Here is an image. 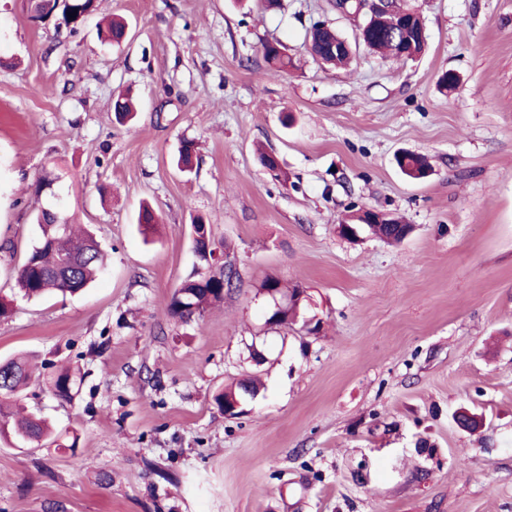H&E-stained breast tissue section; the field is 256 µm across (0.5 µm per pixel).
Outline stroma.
<instances>
[{"instance_id": "obj_1", "label": "stroma", "mask_w": 512, "mask_h": 512, "mask_svg": "<svg viewBox=\"0 0 512 512\" xmlns=\"http://www.w3.org/2000/svg\"><path fill=\"white\" fill-rule=\"evenodd\" d=\"M412 2L427 46L392 62L333 0H100L76 26L0 0V361L35 356L19 399L54 427L0 437V512H512V0ZM106 13L124 44L99 40ZM318 22L351 40L350 67L311 54ZM268 41L288 71L270 74ZM402 152L430 175H405ZM55 195L108 261L77 294L29 300L31 213ZM144 202L162 219L147 237ZM362 208L413 231L341 238ZM195 215L240 282L184 322L168 304L198 264ZM268 277L305 287L319 334L267 325ZM65 366L82 375L69 402L48 389ZM255 375L225 417L215 395Z\"/></svg>"}]
</instances>
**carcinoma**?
<instances>
[{"label":"carcinoma","instance_id":"obj_1","mask_svg":"<svg viewBox=\"0 0 512 512\" xmlns=\"http://www.w3.org/2000/svg\"><path fill=\"white\" fill-rule=\"evenodd\" d=\"M423 31L425 26L420 14L407 6L404 0H393L390 14L370 24L365 32V40L369 49L381 52L393 60H405L424 51L426 40ZM126 36L127 25L122 20L113 19L107 23L106 28L100 30L103 40L117 45L125 41ZM341 38L343 35L336 29L317 23L310 30L311 51L326 64H345L351 58V51L344 50L336 54L328 51ZM263 57L276 72L291 64L285 53L267 45L263 46ZM113 112L115 118L123 123L133 118L134 109L129 99L120 97L113 102ZM34 220L40 229V236L19 268L17 277L24 296L36 298L49 292L75 294L86 288L104 268L103 253L95 238L88 233L76 237L71 224L67 225L64 234H59L53 216L45 211L35 213ZM356 230H364L387 241H400L407 236L411 227L408 224L338 225L339 234L347 239L356 238ZM190 232L195 234L192 238L193 249L203 268L194 270L169 303L172 315L184 322L202 317L208 306L224 300V272H229L234 280H240L232 264L217 265L208 261L206 248L207 242L211 240L212 224L198 216L192 220ZM270 288L277 289L278 294L287 298L285 310L277 320L279 325L286 324L297 316L304 301V291L294 288L286 294L277 278L264 280L259 291L264 292ZM27 364L28 361L22 358L0 364L1 368L14 371L10 384L0 387V435H11L22 442L39 441L52 434V428L45 419L33 413L17 418L11 410V402L27 384ZM77 384V373L63 370L51 379L49 389L56 398L67 401L71 399ZM249 391L254 394L258 391V385L253 380L219 392L215 402L221 409L230 408L237 402L244 404Z\"/></svg>","mask_w":512,"mask_h":512}]
</instances>
